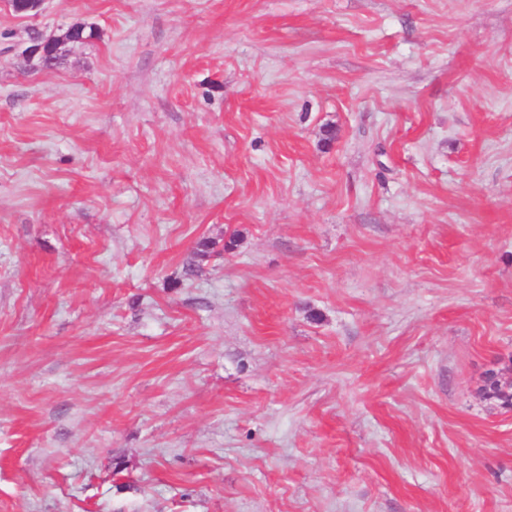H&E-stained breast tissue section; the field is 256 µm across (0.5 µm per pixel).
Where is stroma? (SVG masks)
I'll list each match as a JSON object with an SVG mask.
<instances>
[{
    "label": "stroma",
    "instance_id": "obj_1",
    "mask_svg": "<svg viewBox=\"0 0 512 512\" xmlns=\"http://www.w3.org/2000/svg\"><path fill=\"white\" fill-rule=\"evenodd\" d=\"M511 362L512 0H0V512H512ZM480 394L485 400H493L503 408H512V376L506 377L501 372H489L480 387Z\"/></svg>",
    "mask_w": 512,
    "mask_h": 512
}]
</instances>
